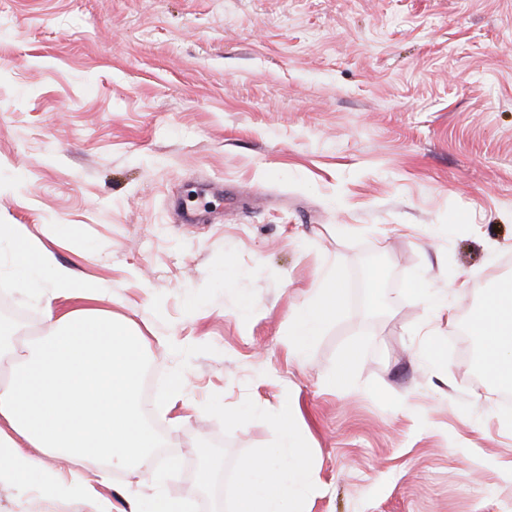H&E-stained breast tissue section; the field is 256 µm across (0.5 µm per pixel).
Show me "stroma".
Returning a JSON list of instances; mask_svg holds the SVG:
<instances>
[{
  "instance_id": "obj_1",
  "label": "stroma",
  "mask_w": 512,
  "mask_h": 512,
  "mask_svg": "<svg viewBox=\"0 0 512 512\" xmlns=\"http://www.w3.org/2000/svg\"><path fill=\"white\" fill-rule=\"evenodd\" d=\"M203 185L223 223H181ZM1 223L150 338L166 457L141 466L165 481L108 469L116 512H234L283 409L315 465L304 512H512V405L474 330L512 287V0H0ZM330 264L342 303L294 358ZM1 287L22 340L46 334L5 254ZM128 512H190V502L186 499H172L167 496H157L154 499L153 509L144 511L139 500L129 498ZM122 511V512H127Z\"/></svg>"
}]
</instances>
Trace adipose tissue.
I'll return each mask as SVG.
<instances>
[{"label": "adipose tissue", "instance_id": "ef3b65f1", "mask_svg": "<svg viewBox=\"0 0 512 512\" xmlns=\"http://www.w3.org/2000/svg\"><path fill=\"white\" fill-rule=\"evenodd\" d=\"M16 254L19 287L42 280L48 290L44 314L51 329L24 353L0 347V481L22 483L28 496L50 499L73 487L93 499V512H110L94 499L102 463L137 466L158 442L139 408L145 337L111 313L92 308L98 289L77 280L71 268L29 239L21 224H0V244ZM87 300L83 309L59 312L61 298ZM340 293L336 273L326 268L313 297L296 309L288 334L302 355L335 315ZM483 363L512 380V291L493 295L477 317ZM279 446L246 460L235 488L237 512H287L315 491L314 466L287 416L275 420ZM70 464V471L45 470L38 452Z\"/></svg>", "mask_w": 512, "mask_h": 512}]
</instances>
